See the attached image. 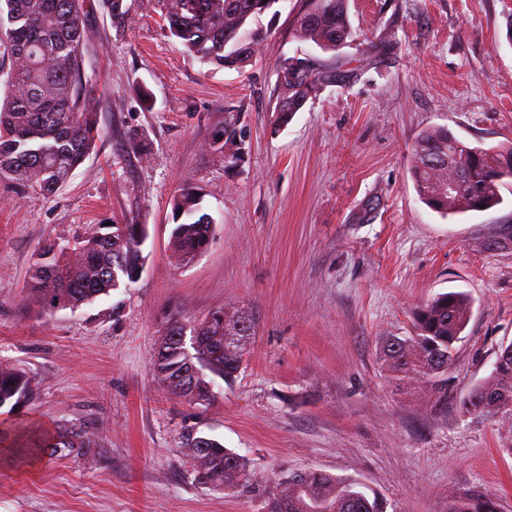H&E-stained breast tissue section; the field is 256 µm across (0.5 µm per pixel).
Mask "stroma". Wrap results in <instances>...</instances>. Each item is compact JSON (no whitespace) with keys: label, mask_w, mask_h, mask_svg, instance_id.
I'll use <instances>...</instances> for the list:
<instances>
[{"label":"stroma","mask_w":512,"mask_h":512,"mask_svg":"<svg viewBox=\"0 0 512 512\" xmlns=\"http://www.w3.org/2000/svg\"><path fill=\"white\" fill-rule=\"evenodd\" d=\"M112 26L102 0L85 19V76L102 100V137L55 195L0 181V360L31 377V398L0 431L75 427L88 448H43L17 464L0 446V512H262L258 496L198 484L185 437L249 458L256 481L297 469L352 476L385 512H449L491 498L512 512V416L462 402L512 343V183L502 204L444 217L420 199L412 150L426 128L512 143V0H348L354 39L324 52L293 36L306 0H278L255 25L268 39L241 70L202 64L169 38L150 0H125ZM376 67L359 59L391 19ZM354 70L287 125L275 122L279 58ZM237 112L249 140L225 167L210 144ZM148 161L125 148L132 133ZM203 196L215 226L186 264L169 249L173 198ZM145 225L139 280L71 311L30 302L39 249L97 225ZM447 291L472 301L445 384L395 379L384 341L408 335L415 306ZM242 308L258 324L246 362L208 404L159 386L153 353L168 324Z\"/></svg>","instance_id":"35a3bbf8"}]
</instances>
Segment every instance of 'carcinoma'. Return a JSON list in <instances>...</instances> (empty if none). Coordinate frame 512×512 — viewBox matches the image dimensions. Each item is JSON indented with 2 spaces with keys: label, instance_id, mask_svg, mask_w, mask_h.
<instances>
[{
  "label": "carcinoma",
  "instance_id": "1",
  "mask_svg": "<svg viewBox=\"0 0 512 512\" xmlns=\"http://www.w3.org/2000/svg\"><path fill=\"white\" fill-rule=\"evenodd\" d=\"M115 28L130 22L124 0H106ZM278 0H156L168 36L204 64L240 70L264 41L250 22ZM86 11L82 0H0V42L10 68L0 97V179L23 189L55 193L92 151L101 136L99 102L83 85ZM396 21L372 45L361 67L377 64L391 45ZM294 37L319 49L336 51L352 38L347 0H308L293 19ZM343 75L333 69H294L280 60L275 85L276 120L291 115L317 94L321 86ZM246 131L235 112L224 113V128L212 150L234 167L245 155ZM463 173L454 190L448 178ZM418 195L444 216L482 211L501 203L500 189L512 179V145L484 147L459 140L446 127L424 130L412 159ZM202 197L185 186L174 203L178 223L171 233L172 255L189 262L209 245L212 216L203 211ZM143 224H101L72 240L48 241L33 264L30 299L49 309H77L135 281L142 267ZM472 316L470 300L450 291L416 307L413 334L386 342L384 355L392 371L411 382L438 385L448 373L455 343ZM252 312L237 309L211 314L192 325L195 340L176 339L182 322H171L154 356L160 385L171 395L194 403L215 398L217 380L229 382L244 364L246 339L253 334ZM499 366L477 385L463 405L488 420L512 414V348L497 356ZM32 381L21 368L0 361V409H16L32 394ZM79 429L43 434L36 448L54 453L86 448ZM194 481L227 492L257 489L267 512H384L380 499L370 496L352 476L300 470L276 476L257 486L248 459L216 439L190 434L186 438ZM450 512H494L487 498L463 502Z\"/></svg>",
  "mask_w": 512,
  "mask_h": 512
}]
</instances>
